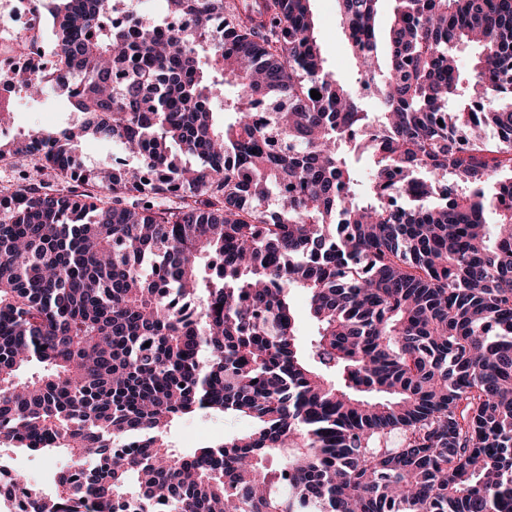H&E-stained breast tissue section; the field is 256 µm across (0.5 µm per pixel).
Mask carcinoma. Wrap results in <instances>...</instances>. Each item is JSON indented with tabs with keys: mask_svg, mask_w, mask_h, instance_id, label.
<instances>
[{
	"mask_svg": "<svg viewBox=\"0 0 512 512\" xmlns=\"http://www.w3.org/2000/svg\"><path fill=\"white\" fill-rule=\"evenodd\" d=\"M52 2L65 72L11 81L83 119L0 143L36 159L0 188V449L68 464L0 499L512 512V0H394L382 39L380 0H336L371 106L326 70L309 0H167L195 26L166 33ZM99 139L138 165L86 166ZM198 410L253 427L176 451ZM292 302L299 321V334L304 339L310 336L314 330V325L309 317L307 300L303 293L297 290L291 291Z\"/></svg>",
	"mask_w": 512,
	"mask_h": 512,
	"instance_id": "cac0c4a2",
	"label": "carcinoma"
}]
</instances>
